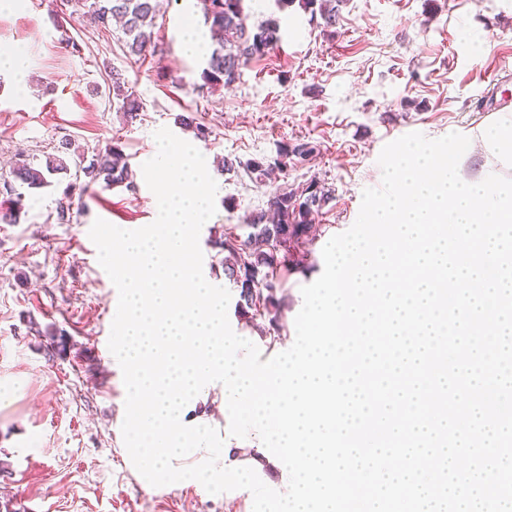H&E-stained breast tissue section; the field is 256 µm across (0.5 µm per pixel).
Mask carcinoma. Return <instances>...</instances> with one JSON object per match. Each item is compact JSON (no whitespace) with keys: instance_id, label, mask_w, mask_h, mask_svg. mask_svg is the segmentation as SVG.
<instances>
[{"instance_id":"1","label":"carcinoma","mask_w":512,"mask_h":512,"mask_svg":"<svg viewBox=\"0 0 512 512\" xmlns=\"http://www.w3.org/2000/svg\"><path fill=\"white\" fill-rule=\"evenodd\" d=\"M243 3L244 0H200L205 20L211 23L216 35L215 47L202 72L205 83L211 86L232 85L240 79L241 69L250 60L267 55L281 41L277 19L250 24ZM299 3L303 10L310 12L311 18H320L323 27L336 24L338 0H299ZM91 7L100 27L109 28L114 19L121 23L130 54L142 57L149 51L158 0H93ZM111 86L123 116L135 119L140 103L129 92L121 74H112ZM69 146V142L63 144L61 151L46 156L42 164L22 160L12 168L13 181L4 183L8 198L0 202L1 223H18L24 209L23 196L15 192L14 181L29 189H39L48 184L49 176L70 173L74 181L68 184L69 190L77 187L86 191L97 183L105 187L133 183L132 171L118 143L106 145L88 162L82 154L69 158ZM314 152L315 147L309 142H287L280 147L275 165L284 169L290 162L299 164L307 160ZM331 200V191L313 179L301 189L272 195L267 202L268 210L251 215L245 224L249 232L239 236L236 251L228 250L234 236L231 230L213 240L214 248L227 254L224 275L237 288L236 310L240 318L253 321L264 317L274 331L284 328L283 302L278 292L288 272L303 267L313 242L314 216Z\"/></svg>"}]
</instances>
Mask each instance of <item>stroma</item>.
<instances>
[{
  "label": "stroma",
  "mask_w": 512,
  "mask_h": 512,
  "mask_svg": "<svg viewBox=\"0 0 512 512\" xmlns=\"http://www.w3.org/2000/svg\"><path fill=\"white\" fill-rule=\"evenodd\" d=\"M244 11L253 23L277 18L281 43L232 87L210 88L204 56L181 49L186 28L210 34L197 0H160L156 49L142 58L129 55L120 28L101 31L66 0L0 6V52L27 55L24 73L0 71V183L17 159L43 162L66 140L88 158L120 142L135 183L74 195L62 222L70 178L58 174L25 190L19 223L0 224V504L15 512H225L223 495L203 486L148 485L123 454L126 389L108 348L118 292L89 229L98 218L125 230L155 220L142 165L158 129L188 136L184 115L211 130L196 147L216 174L217 212L199 242L204 270L224 288L232 283L211 238L264 209L273 192L313 178L331 190L307 266L283 289L291 331L301 287L323 272V240L349 229L363 190L380 187L385 144L411 132L474 141L512 124V83L489 86L493 71L512 70V0H342L326 30L295 0H245ZM113 71L142 106L133 121L109 94ZM296 140L317 153L263 181L215 171L220 158L271 159Z\"/></svg>",
  "instance_id": "1"
}]
</instances>
